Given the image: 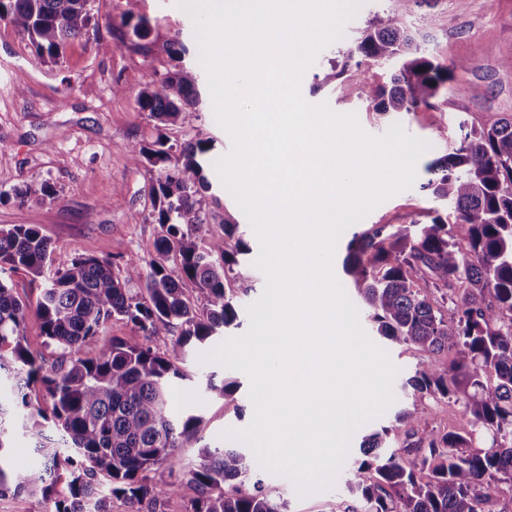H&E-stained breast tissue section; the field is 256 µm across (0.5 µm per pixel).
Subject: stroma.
<instances>
[{
	"label": "stroma",
	"mask_w": 512,
	"mask_h": 512,
	"mask_svg": "<svg viewBox=\"0 0 512 512\" xmlns=\"http://www.w3.org/2000/svg\"><path fill=\"white\" fill-rule=\"evenodd\" d=\"M127 0H91L100 26L101 40L111 43L108 52L93 44L72 43L62 66H44L32 53L27 40L6 21L0 20V227L36 225L56 248L57 260L77 256L98 258L116 255L147 256L157 234L148 223L153 209L148 193L155 170L132 167L127 150L137 142L152 140L157 123L138 109L137 95L156 75L171 69L166 45L178 39L195 45L190 15L175 0H141L139 10L151 22L150 55L132 43L114 40ZM396 13L416 35L427 54L444 65L464 60L456 71L455 90L448 93L446 111L422 108L389 117L374 112L352 92L347 82L324 83L331 60H343L353 49L355 38L374 15ZM433 24H426V16ZM512 0H432L431 5L404 9L400 0H364L348 23L344 37L323 50L303 74L300 91L310 104L328 103L338 112L356 113L361 127L380 135L398 124L412 136L429 143L425 159L441 155L457 143L462 127H482L512 115ZM122 84L125 95L112 93ZM171 142L204 139L212 141L209 159H217L231 147L228 134L214 120L211 97L203 95L190 122L168 128ZM427 179L418 171L417 184L375 208L355 230L372 224H413L429 220L441 208L421 188ZM49 181L59 191L55 201L22 206L12 200L14 187L23 182ZM220 342L211 337L205 344H191L181 352L179 366L185 377L175 380L178 405L204 418L203 442L226 445L224 433L247 426L253 417L249 399L250 381L241 371L201 362L202 354ZM399 372L393 383L395 409L412 402L404 383L427 364L425 352L389 347ZM233 378L240 384L234 404L211 399L205 389L207 377ZM260 478L278 491L287 512H344L350 499L343 480L333 487L306 496L283 476L260 471Z\"/></svg>",
	"instance_id": "obj_1"
}]
</instances>
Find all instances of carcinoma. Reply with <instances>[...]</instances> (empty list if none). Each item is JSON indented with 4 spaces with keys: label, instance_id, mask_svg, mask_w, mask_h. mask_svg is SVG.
<instances>
[{
    "label": "carcinoma",
    "instance_id": "cac0c4a2",
    "mask_svg": "<svg viewBox=\"0 0 512 512\" xmlns=\"http://www.w3.org/2000/svg\"><path fill=\"white\" fill-rule=\"evenodd\" d=\"M90 2L0 0V20L29 41L41 63L59 66L70 43L89 38ZM138 2L127 0L121 25L148 56L151 24L137 13ZM169 53L176 65L137 96L139 111L165 128L189 122L200 100L197 70L181 65L188 47L175 42ZM365 64L388 67L389 83L371 81ZM462 68L461 60L445 66L427 56L397 16L376 15L325 80L347 77L357 98L382 114L443 112L448 82ZM210 149L207 140L174 145L162 132L129 147L132 165L158 173L149 193L151 223L160 231L147 262L129 257L116 272L112 257L78 256L54 268V249L37 226L0 228V274H28L37 290L35 314L57 350L48 366L24 346L28 306L0 279V380L21 398L0 403V494L52 498L54 512H109L110 495L156 503L177 493L179 482L150 484L143 473L162 464L175 469L176 449L200 441L203 418L174 413L172 381L183 377L179 351L235 325L233 289H250L253 278L244 259L249 245L235 237L238 225L206 175ZM427 171L433 178L422 189L449 206L454 220L438 213L425 224H373L348 241L343 272L377 335L450 359L446 368L430 363L416 371L407 380L416 396L411 406L362 437L349 489L365 512H493L500 484L512 482V120L470 129ZM13 196L21 205L58 198L54 186L28 182ZM212 224L224 233H212ZM417 279L429 288L415 287ZM435 292L440 306L430 297ZM116 316L132 324L134 335L84 354V344ZM169 335L176 336L172 353L150 345ZM36 384L49 398L48 412L29 407L27 390ZM238 387L206 382L226 404ZM438 396L462 402L469 428L440 433L422 425L430 409L419 400ZM50 423L70 446L47 434ZM401 425L410 430L403 451L412 463L383 450ZM17 427L34 439L40 465L4 468ZM480 438L490 445L477 446ZM254 468L241 448L201 446L188 478L199 495L187 512H283L284 502L261 479L250 490L226 492L225 484L244 483Z\"/></svg>",
    "mask_w": 512,
    "mask_h": 512
}]
</instances>
